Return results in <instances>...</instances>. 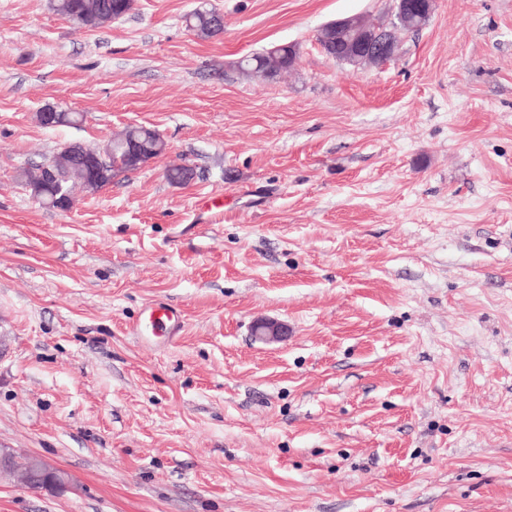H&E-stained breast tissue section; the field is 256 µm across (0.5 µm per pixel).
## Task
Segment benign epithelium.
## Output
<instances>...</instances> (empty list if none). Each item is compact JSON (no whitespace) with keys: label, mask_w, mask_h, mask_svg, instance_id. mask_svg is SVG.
<instances>
[{"label":"benign epithelium","mask_w":512,"mask_h":512,"mask_svg":"<svg viewBox=\"0 0 512 512\" xmlns=\"http://www.w3.org/2000/svg\"><path fill=\"white\" fill-rule=\"evenodd\" d=\"M433 15V0H396L392 6L393 27L381 33L377 30L368 32L366 28H358V23L351 17L336 20L338 30H356L359 38L349 42L348 53L356 60L373 57L386 62L392 51V36L402 29L408 19L416 23V30H421L430 21ZM255 339L261 342H278L283 340L285 332L282 325L271 320H261L253 327ZM24 480L33 490H48L51 492H64L69 488V481L65 473L52 466L40 456L29 458L25 470Z\"/></svg>","instance_id":"1"}]
</instances>
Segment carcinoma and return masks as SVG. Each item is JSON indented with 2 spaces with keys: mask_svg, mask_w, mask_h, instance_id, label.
<instances>
[{
  "mask_svg": "<svg viewBox=\"0 0 512 512\" xmlns=\"http://www.w3.org/2000/svg\"><path fill=\"white\" fill-rule=\"evenodd\" d=\"M133 5L134 0H53L54 11L78 30L99 28L122 18L131 12ZM186 25L203 39L217 38L224 33V28L215 20L212 8L195 10L186 17ZM319 42L329 58L334 60L341 53L342 40L336 27L325 25ZM298 54L299 46L296 44L275 43L243 59L239 68L252 76L274 80L293 68ZM83 147L84 144L80 142H69L53 155L50 163L36 166L33 173H23L33 197L41 204L58 207L56 188L60 178L67 179L66 189L69 191L77 184L88 191L99 190V186L88 179L81 166L79 157ZM133 150L145 160L154 159L165 153L166 142L156 129L138 125L130 127L124 136L96 148L109 165L122 172L137 169L128 161V155ZM193 176V169L184 164L173 166L166 173L170 183L180 185L190 182Z\"/></svg>",
  "mask_w": 512,
  "mask_h": 512,
  "instance_id": "carcinoma-1",
  "label": "carcinoma"
}]
</instances>
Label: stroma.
<instances>
[{"mask_svg": "<svg viewBox=\"0 0 512 512\" xmlns=\"http://www.w3.org/2000/svg\"><path fill=\"white\" fill-rule=\"evenodd\" d=\"M204 1L222 38L184 22ZM388 9L135 0L79 31L0 0V446L72 479L2 476L0 512H512V0H435L381 67L321 53ZM272 43L288 75L237 68ZM134 124L166 153L32 196ZM159 304L179 332L133 335ZM84 146L96 150L109 165L123 172L139 168L127 160L133 149L143 160H149L165 153L167 144L156 129L145 125L130 127L124 136L110 140L103 147H89L80 142L66 143L53 155L50 163L36 166V172L22 174L31 187L33 197L42 205L58 208L56 188L59 178H67L65 186L69 193L76 184L88 191L100 190L97 184L88 179L81 166L79 157ZM24 480L33 490L64 492L69 488L65 473L40 456H30L24 470Z\"/></svg>", "mask_w": 512, "mask_h": 512, "instance_id": "35a3bbf8", "label": "stroma"}]
</instances>
